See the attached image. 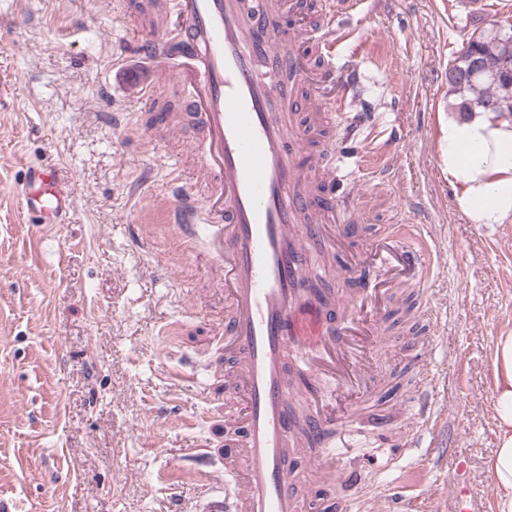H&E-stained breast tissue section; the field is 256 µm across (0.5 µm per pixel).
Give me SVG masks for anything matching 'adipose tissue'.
Here are the masks:
<instances>
[{
    "label": "adipose tissue",
    "instance_id": "obj_1",
    "mask_svg": "<svg viewBox=\"0 0 512 512\" xmlns=\"http://www.w3.org/2000/svg\"><path fill=\"white\" fill-rule=\"evenodd\" d=\"M458 210L474 224L512 219V118L481 110L449 116L440 144ZM497 512H512V330L494 345Z\"/></svg>",
    "mask_w": 512,
    "mask_h": 512
}]
</instances>
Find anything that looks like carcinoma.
<instances>
[{"instance_id": "carcinoma-1", "label": "carcinoma", "mask_w": 512, "mask_h": 512, "mask_svg": "<svg viewBox=\"0 0 512 512\" xmlns=\"http://www.w3.org/2000/svg\"><path fill=\"white\" fill-rule=\"evenodd\" d=\"M503 70L490 33L471 36L448 68V85L459 100L454 110L465 114L483 109L512 115V77H503Z\"/></svg>"}]
</instances>
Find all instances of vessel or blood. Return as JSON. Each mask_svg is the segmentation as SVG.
<instances>
[{"label":"vessel or blood","mask_w":512,"mask_h":512,"mask_svg":"<svg viewBox=\"0 0 512 512\" xmlns=\"http://www.w3.org/2000/svg\"><path fill=\"white\" fill-rule=\"evenodd\" d=\"M325 19L316 69L299 65L296 43L305 30L265 31L266 14L294 16L296 0H172L179 48L175 71L201 138L194 149L211 189L200 198L173 183L170 220L193 252L223 273L224 353L230 360L224 394V481L208 512H336L334 491L344 480L341 460L356 442L360 405L339 404L354 391L381 384L383 373L362 348L374 327L361 311L385 305L397 288L425 287L433 261L421 237H382L366 250L353 246L346 203L335 185L345 157L329 138L310 135L335 123L358 80L336 65L355 30L337 18L359 13V0H321ZM149 67L168 64V41L144 45ZM306 84L308 112L297 120L282 93ZM16 194L39 224H66L74 199L55 162L30 163ZM343 257V272L383 271L366 288L335 295L321 290L328 261ZM305 364L301 393L310 413H293L284 375L289 359ZM305 461L308 479L330 492L301 500L289 458ZM454 512H477L476 493L458 465Z\"/></svg>","instance_id":"b4317fda"}]
</instances>
